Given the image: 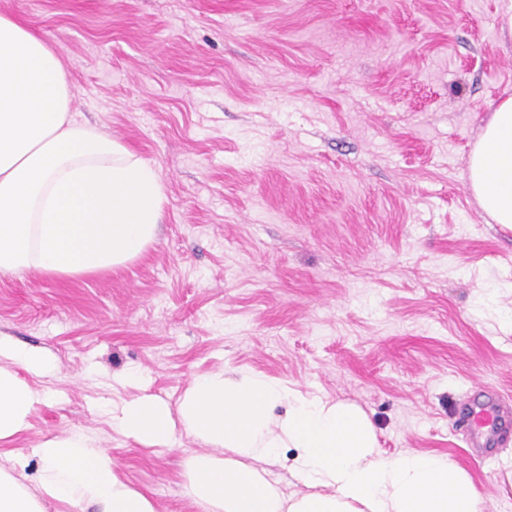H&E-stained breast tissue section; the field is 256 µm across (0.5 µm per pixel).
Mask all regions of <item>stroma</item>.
<instances>
[{"mask_svg":"<svg viewBox=\"0 0 512 512\" xmlns=\"http://www.w3.org/2000/svg\"><path fill=\"white\" fill-rule=\"evenodd\" d=\"M512 0H0L58 54L72 109L157 170L155 244L82 277L0 275V333L50 351L55 398L14 441L79 431L159 512H196L176 431H113L135 395L177 406L227 367L359 406L381 451L448 455L512 512V435L465 446L483 387L512 407V228L468 158L512 96ZM137 369L140 383L121 384Z\"/></svg>","mask_w":512,"mask_h":512,"instance_id":"1","label":"stroma"}]
</instances>
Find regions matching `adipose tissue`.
<instances>
[{
  "label": "adipose tissue",
  "mask_w": 512,
  "mask_h": 512,
  "mask_svg": "<svg viewBox=\"0 0 512 512\" xmlns=\"http://www.w3.org/2000/svg\"><path fill=\"white\" fill-rule=\"evenodd\" d=\"M72 85L54 49L23 20L0 13V274L74 277L140 256L157 239L166 196L156 170L111 134L72 114ZM468 186L497 224L512 226V96L498 103L471 152ZM48 351L0 336V512H156L118 472L111 449L76 432L11 450L55 375ZM113 431L167 446L176 429L204 444L183 463L182 493L198 512H479L471 478L448 456H385L356 406L229 368L194 375L177 410L140 395L113 405ZM295 449L286 493L267 465ZM36 475H28L30 457Z\"/></svg>",
  "instance_id": "obj_1"
}]
</instances>
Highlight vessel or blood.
<instances>
[{"mask_svg": "<svg viewBox=\"0 0 512 512\" xmlns=\"http://www.w3.org/2000/svg\"><path fill=\"white\" fill-rule=\"evenodd\" d=\"M461 423L467 432L468 446L488 454L512 425V413L497 393L487 391L466 403Z\"/></svg>", "mask_w": 512, "mask_h": 512, "instance_id": "obj_1", "label": "vessel or blood"}]
</instances>
